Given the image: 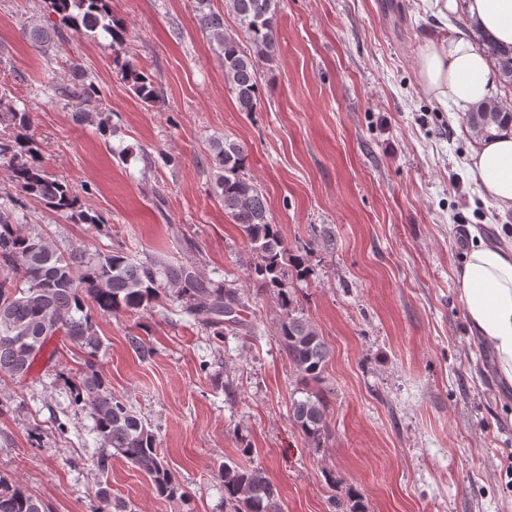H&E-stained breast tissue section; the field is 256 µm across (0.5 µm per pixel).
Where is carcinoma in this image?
<instances>
[{
    "label": "carcinoma",
    "mask_w": 512,
    "mask_h": 512,
    "mask_svg": "<svg viewBox=\"0 0 512 512\" xmlns=\"http://www.w3.org/2000/svg\"><path fill=\"white\" fill-rule=\"evenodd\" d=\"M48 17L29 27L28 34L48 50L70 34L103 30L112 42L125 40V21L112 13L110 0H46ZM280 0H228L244 47L224 27V15L211 9L210 0H195L202 30L217 45L224 60V83L235 96L238 111L254 112L261 104L258 61L269 60L277 48V16ZM486 52L495 60L502 83L512 87V48L503 49L486 40ZM113 63L137 97L152 104L157 87L133 62L116 55ZM67 97L86 106L78 118L109 128L106 113L98 111L99 89L77 63L71 66ZM512 119V113L493 103L469 112L477 134L493 124ZM248 149L230 137L216 142L213 163L220 171L219 197L224 212L238 227L249 250L256 255L249 279L277 292L284 316L277 327L279 346L299 377L303 397L292 398L289 419L308 443L322 447L328 405L309 388L322 380L329 349L317 326L295 311L288 277L302 279L305 258L290 253L288 240L272 223L267 200L253 181L243 176ZM0 168L8 173L19 194L33 198L51 211L64 214L76 224L97 226L103 220L81 206L70 183L51 176L42 165L32 129L31 113L13 104L7 83L0 81ZM171 297L190 316L202 319L213 336L224 341V309L247 307L245 293L224 280L198 274L188 263L166 264L147 258L136 261L122 250L91 253L73 248H52L35 225L20 229L12 213L0 210V374L21 379L35 368L48 343L60 334L83 348L91 361L73 375V403L94 421L93 431L104 447L115 449L151 482L160 498H174L180 490L158 448L157 436L124 400L112 395L97 374L92 360L102 340L88 305L103 313H140ZM224 486V505L230 512H281L277 487L262 472L236 463L219 465ZM336 512H368L363 497L353 494L338 503ZM0 512H51L39 497L0 476Z\"/></svg>",
    "instance_id": "obj_1"
}]
</instances>
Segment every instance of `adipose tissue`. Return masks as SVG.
<instances>
[{"label": "adipose tissue", "instance_id": "ef3b65f1", "mask_svg": "<svg viewBox=\"0 0 512 512\" xmlns=\"http://www.w3.org/2000/svg\"><path fill=\"white\" fill-rule=\"evenodd\" d=\"M440 15L464 11L472 27L512 45V0H436ZM419 81L440 104L469 108L497 100L498 73L478 44L461 32L428 40L419 54ZM476 173L498 214L512 211V124L491 127L471 149ZM469 245L453 276L472 336L490 347L505 387H512V247L469 228Z\"/></svg>", "mask_w": 512, "mask_h": 512}]
</instances>
